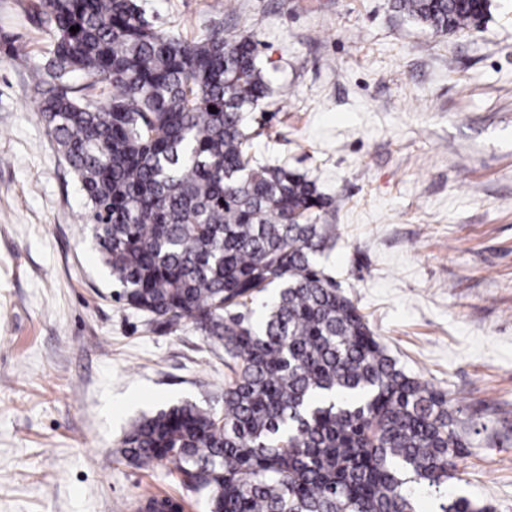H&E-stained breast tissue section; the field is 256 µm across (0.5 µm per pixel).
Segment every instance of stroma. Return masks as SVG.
I'll use <instances>...</instances> for the list:
<instances>
[{
	"mask_svg": "<svg viewBox=\"0 0 512 512\" xmlns=\"http://www.w3.org/2000/svg\"><path fill=\"white\" fill-rule=\"evenodd\" d=\"M394 0H142L193 40L248 36L270 81L256 153L335 198L318 261L469 442L452 494L512 512V0L438 35ZM48 37L0 0V512H135L203 499L116 450L142 414L223 407V352L117 297L86 200L37 110Z\"/></svg>",
	"mask_w": 512,
	"mask_h": 512,
	"instance_id": "1",
	"label": "stroma"
}]
</instances>
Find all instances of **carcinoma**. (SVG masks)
Wrapping results in <instances>:
<instances>
[{"instance_id": "cac0c4a2", "label": "carcinoma", "mask_w": 512, "mask_h": 512, "mask_svg": "<svg viewBox=\"0 0 512 512\" xmlns=\"http://www.w3.org/2000/svg\"><path fill=\"white\" fill-rule=\"evenodd\" d=\"M395 8L453 33L480 28L489 0ZM26 11L49 36L39 112L119 298L167 331L193 324L231 361L222 411L187 401L145 415L121 457L174 465L209 512H416L424 493L439 512H489L448 496L467 441L446 393L404 371L315 261L336 241L321 216L334 201L249 155L246 114L269 94L253 41H187L155 29L139 0ZM97 87L111 89L102 103L86 98ZM263 293L257 324L248 305Z\"/></svg>"}]
</instances>
